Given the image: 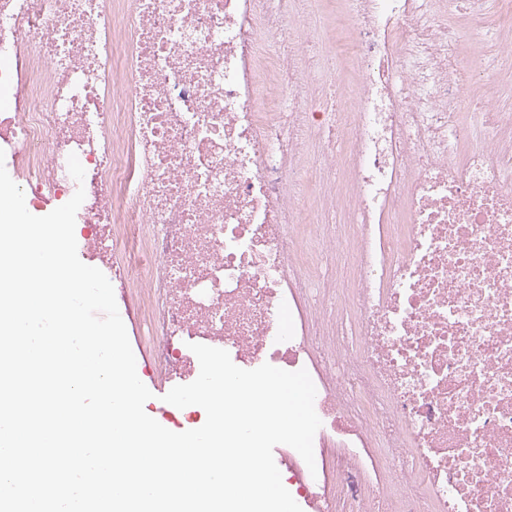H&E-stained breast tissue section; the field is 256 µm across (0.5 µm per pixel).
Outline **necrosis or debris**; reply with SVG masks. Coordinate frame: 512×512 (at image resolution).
<instances>
[{
    "label": "necrosis or debris",
    "instance_id": "1",
    "mask_svg": "<svg viewBox=\"0 0 512 512\" xmlns=\"http://www.w3.org/2000/svg\"><path fill=\"white\" fill-rule=\"evenodd\" d=\"M316 2L0 0V145L34 205L84 189L164 379L195 344L308 371L305 512H512V96L450 24L496 86L512 0H336L321 54Z\"/></svg>",
    "mask_w": 512,
    "mask_h": 512
}]
</instances>
